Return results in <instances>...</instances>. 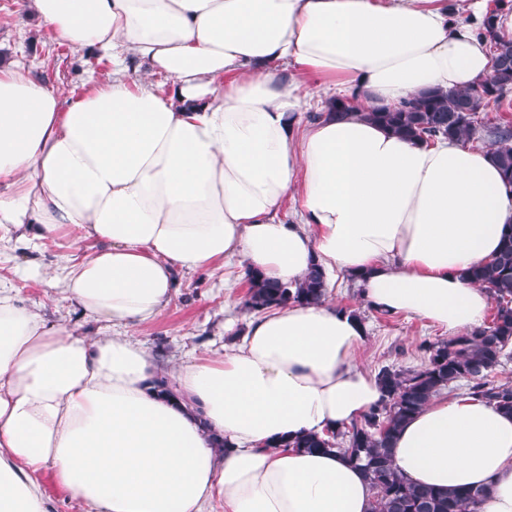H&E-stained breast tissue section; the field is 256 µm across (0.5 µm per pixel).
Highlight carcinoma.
Instances as JSON below:
<instances>
[{
	"label": "carcinoma",
	"instance_id": "cac0c4a2",
	"mask_svg": "<svg viewBox=\"0 0 512 512\" xmlns=\"http://www.w3.org/2000/svg\"><path fill=\"white\" fill-rule=\"evenodd\" d=\"M507 6V0H499L476 28L477 37L491 56V72L485 80L448 92L424 90L398 107L371 110L364 117L409 140H472L476 135L475 116L490 107L499 109L512 92V39L501 37L496 25L498 12ZM329 111L346 115L361 111V106L354 95L331 103ZM487 136L492 159L511 188L512 127L494 126ZM247 276L249 288L243 307L248 312L288 303L319 302L326 292L325 277L316 269L294 285L271 283L251 272ZM466 278L485 289L495 302L491 323L447 341L421 346L425 362L419 369L381 368L377 374L383 392L379 405L346 431L327 437L308 435L295 444L308 451L334 449L359 465L374 492L372 512H484L486 489L440 491L415 484L398 473L391 455L392 442L403 424L458 382L467 383L469 394L512 414V383L488 380L512 346V231L503 236L497 254L471 267ZM341 435L348 437L344 447L337 442Z\"/></svg>",
	"mask_w": 512,
	"mask_h": 512
}]
</instances>
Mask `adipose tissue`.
Wrapping results in <instances>:
<instances>
[{"label":"adipose tissue","mask_w":512,"mask_h":512,"mask_svg":"<svg viewBox=\"0 0 512 512\" xmlns=\"http://www.w3.org/2000/svg\"><path fill=\"white\" fill-rule=\"evenodd\" d=\"M17 4L113 68L75 101L22 65L0 70V245L31 251L0 277V512H50L46 472L85 512H370L359 467L292 445L381 401L357 361L359 318L290 304L166 380L133 332L163 312L177 272L233 257L274 283L356 278L372 308L452 336L481 326L489 297L465 273L497 253L512 189L489 150L410 141L363 113L483 79L487 0L453 13L437 0ZM133 62L145 69L132 84ZM355 92L362 112L305 122ZM64 238L55 263L37 256ZM19 280L62 289L114 335L64 333ZM392 453L413 483L482 487L485 512H512V415L480 398L434 397Z\"/></svg>","instance_id":"1"}]
</instances>
